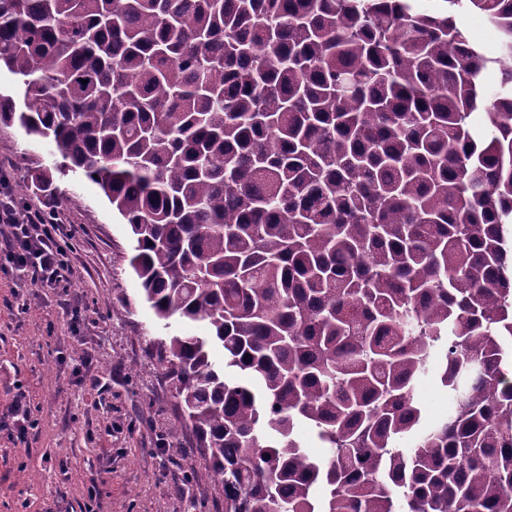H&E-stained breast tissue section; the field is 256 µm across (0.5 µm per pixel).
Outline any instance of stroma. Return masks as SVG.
I'll return each mask as SVG.
<instances>
[{
  "label": "stroma",
  "instance_id": "35a3bbf8",
  "mask_svg": "<svg viewBox=\"0 0 512 512\" xmlns=\"http://www.w3.org/2000/svg\"><path fill=\"white\" fill-rule=\"evenodd\" d=\"M62 163L49 143L0 123V173L14 193L39 206L30 174L55 170L52 199L79 230L65 295L32 287L0 250V512H224L193 437L184 435L181 453L167 450L180 412L151 348L160 337L207 335L208 326L156 319L129 265L126 224ZM67 303L82 307L83 323H69ZM416 399L429 423L454 410L431 375L418 380ZM19 402L31 412L23 433Z\"/></svg>",
  "mask_w": 512,
  "mask_h": 512
}]
</instances>
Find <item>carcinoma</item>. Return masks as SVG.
<instances>
[{
  "mask_svg": "<svg viewBox=\"0 0 512 512\" xmlns=\"http://www.w3.org/2000/svg\"><path fill=\"white\" fill-rule=\"evenodd\" d=\"M447 2L0 0V122L100 188L158 320L209 325L152 346L224 512H512V0ZM456 20L487 56L500 55L498 31L487 22L482 12L475 9L463 11L457 14ZM416 399L427 423L443 421L455 407L448 391L432 375L422 376L418 380Z\"/></svg>",
  "mask_w": 512,
  "mask_h": 512,
  "instance_id": "carcinoma-1",
  "label": "carcinoma"
}]
</instances>
